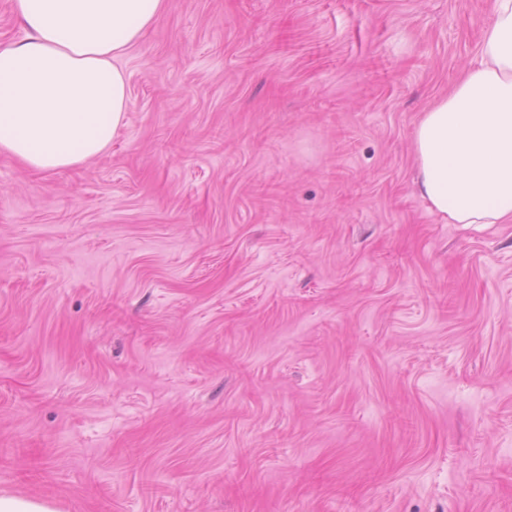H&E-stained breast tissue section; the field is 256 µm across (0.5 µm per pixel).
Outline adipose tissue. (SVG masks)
<instances>
[{
	"label": "adipose tissue",
	"mask_w": 512,
	"mask_h": 512,
	"mask_svg": "<svg viewBox=\"0 0 512 512\" xmlns=\"http://www.w3.org/2000/svg\"><path fill=\"white\" fill-rule=\"evenodd\" d=\"M25 34L0 47V152L54 173L106 151L123 126L118 59L164 0H12ZM420 196L449 224L512 222V0H493L478 60L413 132Z\"/></svg>",
	"instance_id": "ef3b65f1"
}]
</instances>
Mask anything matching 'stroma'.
I'll use <instances>...</instances> for the list:
<instances>
[{
  "instance_id": "stroma-1",
  "label": "stroma",
  "mask_w": 512,
  "mask_h": 512,
  "mask_svg": "<svg viewBox=\"0 0 512 512\" xmlns=\"http://www.w3.org/2000/svg\"><path fill=\"white\" fill-rule=\"evenodd\" d=\"M491 2L165 0L104 154H0V493L512 512V223L412 184Z\"/></svg>"
}]
</instances>
